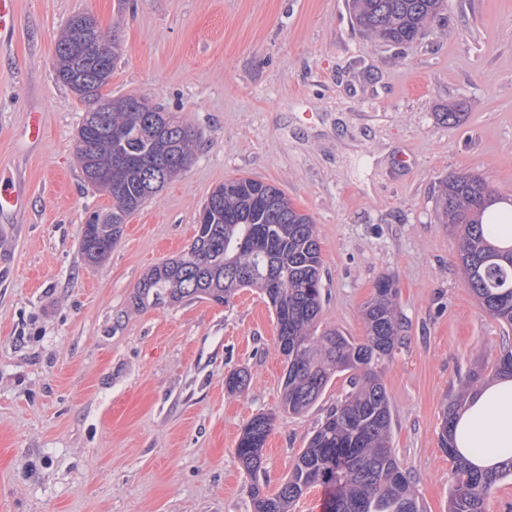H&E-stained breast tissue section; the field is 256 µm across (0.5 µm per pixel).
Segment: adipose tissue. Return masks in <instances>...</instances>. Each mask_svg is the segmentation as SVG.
Returning a JSON list of instances; mask_svg holds the SVG:
<instances>
[{
	"label": "adipose tissue",
	"instance_id": "adipose-tissue-1",
	"mask_svg": "<svg viewBox=\"0 0 512 512\" xmlns=\"http://www.w3.org/2000/svg\"><path fill=\"white\" fill-rule=\"evenodd\" d=\"M457 452L489 469L512 459V378L501 377L472 393L455 423Z\"/></svg>",
	"mask_w": 512,
	"mask_h": 512
}]
</instances>
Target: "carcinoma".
<instances>
[{
	"instance_id": "1",
	"label": "carcinoma",
	"mask_w": 512,
	"mask_h": 512,
	"mask_svg": "<svg viewBox=\"0 0 512 512\" xmlns=\"http://www.w3.org/2000/svg\"><path fill=\"white\" fill-rule=\"evenodd\" d=\"M352 23L361 33L391 46L414 43L440 24L444 0H348ZM104 57L77 63L56 52L60 81L91 108L75 140L84 178L97 185L95 169L120 152L137 161L107 190L112 211L94 214L81 230L84 259L97 264L123 234L125 219L191 164L195 134L173 112L135 96L112 99V110L97 111L103 83L110 80L120 47L94 30ZM210 194L208 222L188 252L153 268L137 287L136 306H160L207 298L226 303L236 293L227 285L258 288L272 306L277 344L284 357L281 410L293 415L312 407L331 380L350 373L351 389L328 413L299 454L288 480L273 493L257 479L262 448L274 416L260 414L244 426L236 454L254 478V512H290L291 505L315 485L334 490L327 512H425L410 474L390 446L391 402L378 369L401 344L402 323L390 278L376 285L363 317L367 336L357 342L333 328L319 331L322 317L320 246L311 217L296 209L275 186L251 178L231 179ZM439 221L459 238V265L467 286L491 317L512 325V246L490 240L512 225V198L504 199L481 176L456 174L441 181ZM492 369L512 376V350L501 351ZM485 366L474 367L442 412L440 444L455 463L456 484L448 512H485V493L512 477V459L493 470L472 467L455 448L453 428L468 393L481 382Z\"/></svg>"
}]
</instances>
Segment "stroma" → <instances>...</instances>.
<instances>
[{
    "label": "stroma",
    "instance_id": "obj_1",
    "mask_svg": "<svg viewBox=\"0 0 512 512\" xmlns=\"http://www.w3.org/2000/svg\"><path fill=\"white\" fill-rule=\"evenodd\" d=\"M0 52V169L26 204L0 215V512H253L236 454L276 413L260 480L276 491L350 389L280 412L283 357L255 288L139 308L155 266L186 253L209 193L248 176L311 216L322 325L360 341L362 309L392 278L403 340L379 376L392 446L427 512L456 483L442 411L475 363L512 350L436 214L439 183L476 173L512 196V0H447L446 19L392 48L354 31L346 0H16ZM95 17L122 53L105 91L162 106L198 137L191 166L130 215L99 264L80 252L112 199L73 139L87 103L59 81L55 42ZM462 104L463 120H440ZM43 136L31 140V113ZM247 370L240 392L225 377Z\"/></svg>",
    "mask_w": 512,
    "mask_h": 512
}]
</instances>
